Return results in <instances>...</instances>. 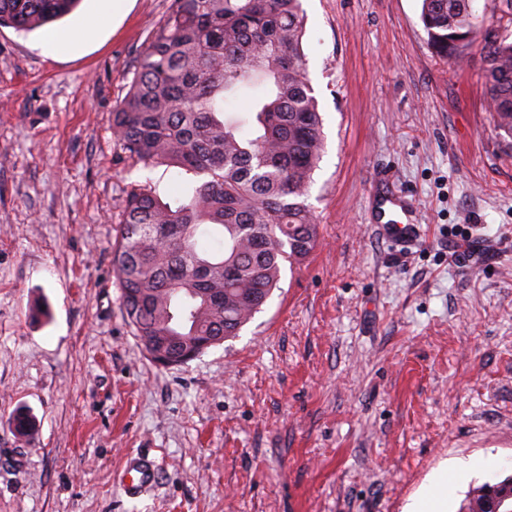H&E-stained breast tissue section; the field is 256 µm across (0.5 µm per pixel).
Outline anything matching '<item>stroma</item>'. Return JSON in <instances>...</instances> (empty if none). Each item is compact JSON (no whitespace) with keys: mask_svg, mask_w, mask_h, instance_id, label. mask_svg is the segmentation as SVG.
I'll return each mask as SVG.
<instances>
[{"mask_svg":"<svg viewBox=\"0 0 512 512\" xmlns=\"http://www.w3.org/2000/svg\"><path fill=\"white\" fill-rule=\"evenodd\" d=\"M170 3L132 0L77 53L0 27V512H405L443 463L493 460L449 486L458 512L512 475V145L482 36L457 64L421 0H302L318 242L238 336L162 367L112 243L129 183L169 202L185 175L126 158L112 110ZM384 197L414 203L419 239ZM130 454L159 466L136 500Z\"/></svg>","mask_w":512,"mask_h":512,"instance_id":"1","label":"stroma"}]
</instances>
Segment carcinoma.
I'll use <instances>...</instances> for the list:
<instances>
[{"label": "carcinoma", "instance_id": "carcinoma-1", "mask_svg": "<svg viewBox=\"0 0 512 512\" xmlns=\"http://www.w3.org/2000/svg\"><path fill=\"white\" fill-rule=\"evenodd\" d=\"M80 0H0V26L32 31ZM508 25L478 20L473 0H422L431 48L463 58L484 29V81L496 133L512 141V0H492ZM302 0H171L112 111L121 152L193 176L175 204L148 181L129 184L112 248L120 303L156 363L199 340L238 335L317 239L307 204L324 151L307 71ZM246 99L244 108L232 105ZM220 295L224 302L216 304ZM503 492L512 478L472 490Z\"/></svg>", "mask_w": 512, "mask_h": 512}]
</instances>
